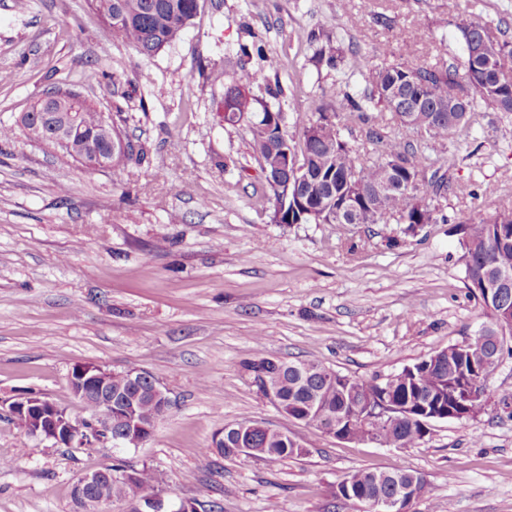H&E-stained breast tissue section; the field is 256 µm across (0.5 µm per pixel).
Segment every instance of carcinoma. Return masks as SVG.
I'll return each instance as SVG.
<instances>
[{"label": "carcinoma", "instance_id": "obj_1", "mask_svg": "<svg viewBox=\"0 0 512 512\" xmlns=\"http://www.w3.org/2000/svg\"><path fill=\"white\" fill-rule=\"evenodd\" d=\"M103 19V32L119 37L144 59H149L179 39L196 16L200 0H89ZM462 44V66L455 63L408 65L404 63L374 66L364 57H353L350 70L362 75L370 90L361 97L344 94L336 108L318 105L312 112L294 118L298 138L281 130L264 107V117L249 127L251 147L258 161L268 168L266 196L271 213L282 212L287 224H348L358 217L360 224H432L436 222L441 200L450 187L449 173L455 166L447 155L448 142L471 124L472 114L481 106L495 112L512 114V41L486 39L483 52L473 56L472 43L486 33V25L472 22L458 27ZM324 45L314 54L316 67H337L343 62L340 38L325 33ZM464 76H459V70ZM453 86L464 93L467 109L447 108L448 92ZM250 102L240 86L232 84L224 92L223 120L235 125L232 116L249 111ZM381 106L392 114L403 130L426 136L431 152L418 154L411 142L388 138L378 128L373 108ZM78 130L63 149L86 165L98 167L92 146L99 145L102 113L79 98ZM365 130L366 140L375 145L378 158L370 165L361 161L359 150L343 139L341 123ZM298 173L300 182L292 185L288 200H282L273 180L277 175ZM386 180L394 186L377 197L374 186ZM427 185L428 191H421ZM461 260L467 288L486 284L494 288L502 276L512 277V208H499L477 223L459 221ZM487 322L463 349L456 345L409 366L408 373L394 375V381L350 378L338 373L330 377L317 361L284 362L265 354L261 338H255L256 352L244 367L253 383L261 375L275 374L280 386L277 409L287 418L327 430L335 424L351 440L364 436L365 428L349 401L360 393L386 396L402 408L408 417L384 427L377 444L389 448H407L422 442L435 416L449 420H467L479 415L486 401L466 402L472 388L485 389L490 375L498 367L507 340H512V311L501 310L495 299L482 296ZM112 392L138 399L136 411L141 438L153 437L168 409L153 403L140 389L128 386L124 372L112 374ZM232 448H248L250 456L269 464L299 457L304 447L267 426L241 421L217 431L207 455L216 450L226 456ZM136 477L112 484V499L135 500L150 489L154 474L147 468L135 470ZM355 486L366 488L372 498H387L398 486L416 484L418 496L427 490V482L417 472L397 469L392 472L358 470L345 477Z\"/></svg>", "mask_w": 512, "mask_h": 512}]
</instances>
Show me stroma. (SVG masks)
<instances>
[{
	"instance_id": "1",
	"label": "stroma",
	"mask_w": 512,
	"mask_h": 512,
	"mask_svg": "<svg viewBox=\"0 0 512 512\" xmlns=\"http://www.w3.org/2000/svg\"><path fill=\"white\" fill-rule=\"evenodd\" d=\"M25 3L0 0V124L60 87L109 116L134 158L90 170L23 134L0 141V512H75L77 478L118 458L152 469L155 492L197 512H351L338 482L398 468L428 484L411 512H512V356L477 417L433 421L408 448L287 419L242 366L259 333L270 356L384 379L474 336L486 316L453 220L512 206V116L476 113L451 142L445 221L275 224L248 126L219 121L224 87L210 78L266 72L247 89L252 109L281 110L289 131L314 102L367 88L348 68L312 66L320 33L376 65L407 62L408 44L418 64L457 60L460 25L512 36V0H201L182 38L147 60L103 35L88 0ZM78 364L157 380L173 407L149 442L65 448L23 432L8 406L26 393L84 416L69 383ZM241 421L287 431L305 455H201Z\"/></svg>"
}]
</instances>
